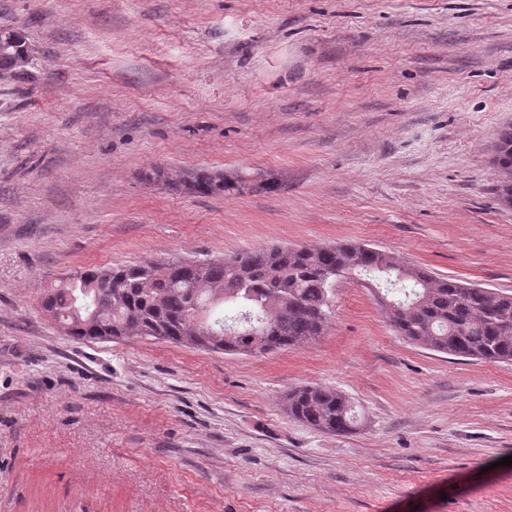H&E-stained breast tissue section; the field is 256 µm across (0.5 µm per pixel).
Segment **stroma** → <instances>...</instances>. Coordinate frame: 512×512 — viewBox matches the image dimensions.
Returning <instances> with one entry per match:
<instances>
[{
	"mask_svg": "<svg viewBox=\"0 0 512 512\" xmlns=\"http://www.w3.org/2000/svg\"><path fill=\"white\" fill-rule=\"evenodd\" d=\"M0 512H512V362L427 350L370 284L262 355L79 341L77 272L355 241L512 292V0H0ZM276 192L196 196L154 167ZM317 383L344 435L289 417ZM28 61L29 51L22 37L11 31L0 33V74L5 80L25 74ZM493 164L500 174L498 199L501 205L512 207V125L496 134L493 146ZM141 179L146 184H160L180 188L188 194L201 196L217 193L236 192L243 194L256 189L275 192L279 184L275 180H261L254 187V181L238 171L218 172L208 169H197L173 175L164 169L155 167L143 172ZM286 413L313 429L336 435L352 431L353 408L347 396L332 387L305 384L282 399Z\"/></svg>",
	"mask_w": 512,
	"mask_h": 512,
	"instance_id": "1",
	"label": "stroma"
}]
</instances>
